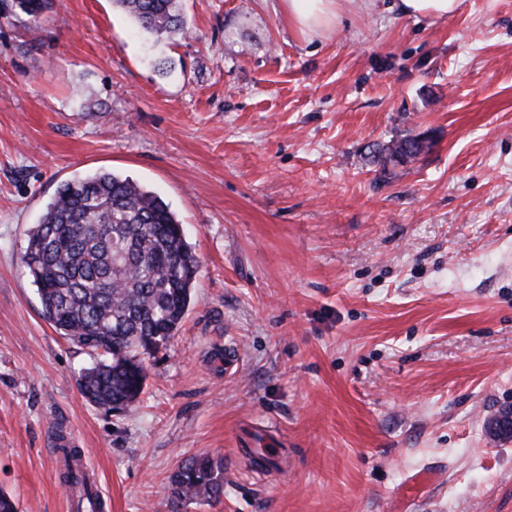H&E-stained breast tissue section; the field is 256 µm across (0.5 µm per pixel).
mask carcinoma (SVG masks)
Returning <instances> with one entry per match:
<instances>
[{
  "instance_id": "1",
  "label": "carcinoma",
  "mask_w": 512,
  "mask_h": 512,
  "mask_svg": "<svg viewBox=\"0 0 512 512\" xmlns=\"http://www.w3.org/2000/svg\"><path fill=\"white\" fill-rule=\"evenodd\" d=\"M146 34L189 32L177 0H115ZM55 0H0V8L38 23ZM392 140L374 162L396 164ZM22 260L38 287L41 315L96 356L79 378L92 405L123 411L137 403L143 358L165 350L188 310L199 260L165 201L129 177L97 172L62 183L26 234ZM176 503L224 496V461L200 455L170 474Z\"/></svg>"
}]
</instances>
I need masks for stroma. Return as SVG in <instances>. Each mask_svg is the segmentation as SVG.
I'll return each mask as SVG.
<instances>
[{
  "label": "stroma",
  "instance_id": "obj_1",
  "mask_svg": "<svg viewBox=\"0 0 512 512\" xmlns=\"http://www.w3.org/2000/svg\"><path fill=\"white\" fill-rule=\"evenodd\" d=\"M322 36L279 0H181L145 37L112 0L0 14V491L74 512L58 435L104 512H512V0L448 19L339 0ZM424 136L387 168L375 147ZM131 177L200 259L130 411L90 404V354L21 262L62 181ZM235 353L226 366V353ZM224 461V496L168 477ZM168 489L176 504L220 499L224 496V461L208 455L189 458L170 474Z\"/></svg>",
  "mask_w": 512,
  "mask_h": 512
}]
</instances>
